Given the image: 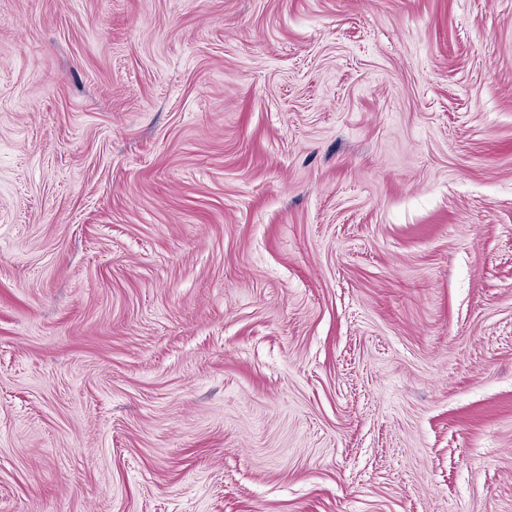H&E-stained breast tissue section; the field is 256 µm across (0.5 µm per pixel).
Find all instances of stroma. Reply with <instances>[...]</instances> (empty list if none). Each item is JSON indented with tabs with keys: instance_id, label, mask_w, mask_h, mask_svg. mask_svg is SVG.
I'll return each instance as SVG.
<instances>
[{
	"instance_id": "35a3bbf8",
	"label": "stroma",
	"mask_w": 512,
	"mask_h": 512,
	"mask_svg": "<svg viewBox=\"0 0 512 512\" xmlns=\"http://www.w3.org/2000/svg\"><path fill=\"white\" fill-rule=\"evenodd\" d=\"M0 512H512V0H0Z\"/></svg>"
}]
</instances>
